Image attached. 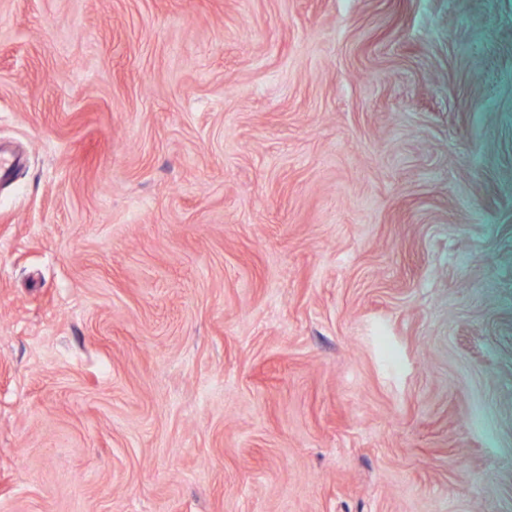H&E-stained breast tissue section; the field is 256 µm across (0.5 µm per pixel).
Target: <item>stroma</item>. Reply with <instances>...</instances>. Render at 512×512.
Segmentation results:
<instances>
[{"label": "stroma", "instance_id": "1", "mask_svg": "<svg viewBox=\"0 0 512 512\" xmlns=\"http://www.w3.org/2000/svg\"><path fill=\"white\" fill-rule=\"evenodd\" d=\"M0 512H512V0H0Z\"/></svg>", "mask_w": 512, "mask_h": 512}]
</instances>
